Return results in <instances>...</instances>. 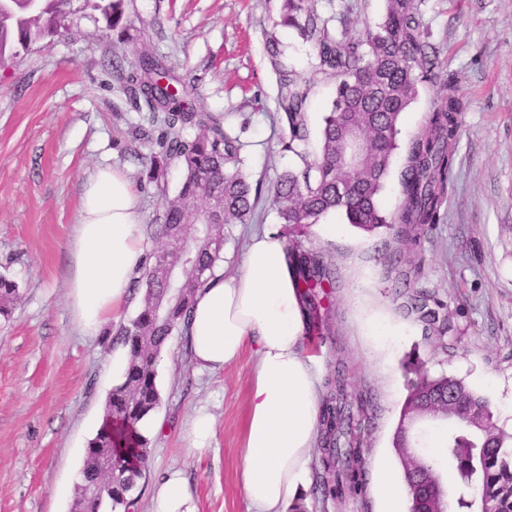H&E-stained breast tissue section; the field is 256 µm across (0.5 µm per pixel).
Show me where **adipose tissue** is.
<instances>
[{"label": "adipose tissue", "instance_id": "adipose-tissue-1", "mask_svg": "<svg viewBox=\"0 0 512 512\" xmlns=\"http://www.w3.org/2000/svg\"><path fill=\"white\" fill-rule=\"evenodd\" d=\"M137 197L111 167L83 187L70 241V299L81 332L97 335L126 303L143 254ZM298 292L277 231L252 236L235 275L214 274L196 293L184 331L199 371L234 364L254 341L240 482L247 512H295L310 482L321 370L303 346ZM153 512H198L181 472L154 485Z\"/></svg>", "mask_w": 512, "mask_h": 512}]
</instances>
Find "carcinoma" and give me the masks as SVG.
Here are the masks:
<instances>
[{
  "label": "carcinoma",
  "instance_id": "cac0c4a2",
  "mask_svg": "<svg viewBox=\"0 0 512 512\" xmlns=\"http://www.w3.org/2000/svg\"><path fill=\"white\" fill-rule=\"evenodd\" d=\"M384 2L376 27L359 31L346 12L339 13L337 25L331 27L330 19L307 6V0H283L280 23L297 28L313 44L318 69L336 80V97L320 129V150L311 162L307 161L308 89L282 63L278 43L273 39L266 43L278 75V117L286 127L282 149L303 161L302 168L279 175L272 194L280 221L288 226V272L306 313L307 334L312 336L333 335L326 311L337 269L322 251L303 246L305 229L329 212H341L365 232L386 228L407 244L416 240L415 231L437 223L453 175L464 110L457 84L440 71L439 50L430 40L418 0ZM123 3L102 0L97 5L107 27L120 25ZM70 4L71 0H40L35 6L30 0L1 3L0 61L56 35ZM424 82L440 85L445 94L410 142L400 171L399 204L388 215L381 208L380 195L398 149L399 120ZM128 83L149 114L158 147L145 170L147 182H159L172 161L181 164L183 182L167 203L162 223L153 225L154 236L164 241V248L145 254L132 283V291L141 293L138 314L116 330V339L128 349L127 366L121 383L108 394L105 424L89 442L74 512H103L107 505L113 510L126 507L129 495L146 476L152 451L137 425L161 402L159 354L169 336L185 327L196 290L223 259L224 225L249 223L262 190L239 168L243 147L239 138L212 113L189 106L187 88L163 60L140 54ZM351 127L362 140L365 164L342 168L336 159ZM187 130L193 131L190 139L184 137ZM187 242L192 261L173 298L168 282L153 269L176 256ZM18 295L17 283L0 275V314L8 313ZM431 300L432 296L420 293L410 297L409 305L441 341L446 329L438 325V312L429 307ZM348 388L340 367L325 381L315 463V493L324 502L360 497L365 491L363 437L373 401L352 396ZM446 396L455 401L457 416L483 415L481 427H458L448 420L451 427L442 438L443 455L453 468L448 507L452 512H484V505L491 503L495 512H512V432L493 421L487 397L462 380L443 374L410 381L392 436L393 448L406 462L404 448L426 425L422 405Z\"/></svg>",
  "mask_w": 512,
  "mask_h": 512
}]
</instances>
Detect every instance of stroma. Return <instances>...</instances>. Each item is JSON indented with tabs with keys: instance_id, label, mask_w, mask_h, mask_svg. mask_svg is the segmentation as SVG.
Returning a JSON list of instances; mask_svg holds the SVG:
<instances>
[{
	"instance_id": "stroma-1",
	"label": "stroma",
	"mask_w": 512,
	"mask_h": 512,
	"mask_svg": "<svg viewBox=\"0 0 512 512\" xmlns=\"http://www.w3.org/2000/svg\"><path fill=\"white\" fill-rule=\"evenodd\" d=\"M324 17L349 12L356 29L379 22L384 0H309ZM282 0H125L120 27L109 29L92 0H72L60 34L0 65V274L19 285L9 317H0V512H72L86 450L96 435L125 362L123 345L79 333L68 299V245L82 187L99 166L132 185L141 215L142 247L182 182L170 163L160 184L141 183L156 152L125 91L124 71L141 52L163 57L192 89L201 112L218 115L239 136L243 168L270 186L302 160L282 150L276 120L277 75L267 61L276 38L283 62L310 86L307 119L318 131L335 95L334 80L316 69V51L296 29L281 26ZM420 8L441 65L458 79L464 102L455 179L432 230L409 247L413 290L446 304V343L425 336L422 323L396 295L397 270L383 253L392 232L361 231L341 214L306 228L305 247L336 264L333 336L304 339L323 376L345 367L352 394H370L364 466L374 472L392 456L391 439L415 373L448 374L476 387L495 380L492 407L512 398V0H422ZM120 68H113V60ZM438 96L427 83L402 114L392 172L381 205L392 211L410 140ZM335 232H327V225ZM278 211L261 197L252 223L224 227V260L241 265L252 233L280 229ZM255 357L245 348L224 370L198 371L182 332L170 336L157 364L161 423L150 435L151 464L127 512H152L151 491L171 469L181 470L198 512H246L239 481L247 400ZM214 417L209 447L191 449L199 408Z\"/></svg>"
}]
</instances>
